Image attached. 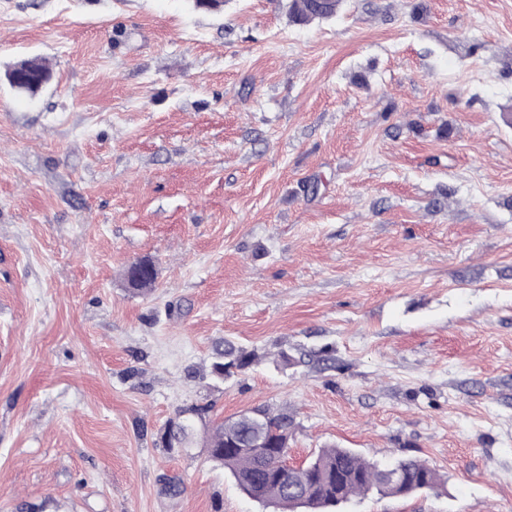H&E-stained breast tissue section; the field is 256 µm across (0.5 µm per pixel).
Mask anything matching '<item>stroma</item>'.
<instances>
[{
	"instance_id": "1",
	"label": "stroma",
	"mask_w": 512,
	"mask_h": 512,
	"mask_svg": "<svg viewBox=\"0 0 512 512\" xmlns=\"http://www.w3.org/2000/svg\"><path fill=\"white\" fill-rule=\"evenodd\" d=\"M189 406L512 512V0H0V512H268ZM311 1H293L289 7V12L293 18L299 21H311L312 16L320 14L335 13L340 4V0L325 1L319 10L313 9ZM215 355L212 372L219 379L249 368L257 359L254 353L239 349L231 342H225L224 348L217 349Z\"/></svg>"
}]
</instances>
